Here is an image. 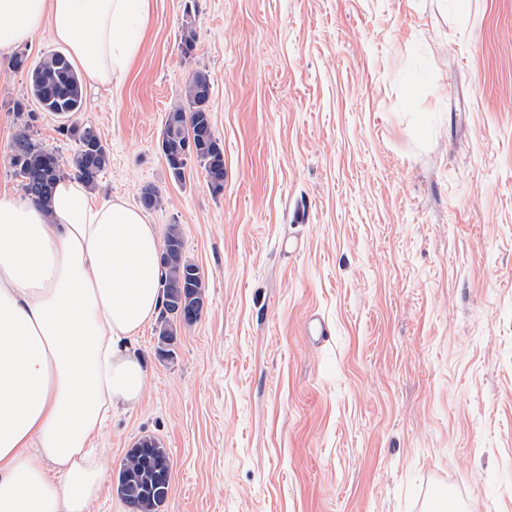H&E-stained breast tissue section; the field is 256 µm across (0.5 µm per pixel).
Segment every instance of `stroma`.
Instances as JSON below:
<instances>
[{"label":"stroma","mask_w":512,"mask_h":512,"mask_svg":"<svg viewBox=\"0 0 512 512\" xmlns=\"http://www.w3.org/2000/svg\"><path fill=\"white\" fill-rule=\"evenodd\" d=\"M130 67L32 138L71 167L59 128L97 127L96 198L179 225L207 284L160 355L136 347L139 406L97 445L170 451L163 512H512V0H148ZM196 47L184 59L181 38ZM211 81L224 190L174 181L165 116ZM26 72L0 56V195L25 125ZM329 331L318 340L314 324Z\"/></svg>","instance_id":"stroma-1"}]
</instances>
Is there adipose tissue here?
Instances as JSON below:
<instances>
[{
  "label": "adipose tissue",
  "instance_id": "obj_1",
  "mask_svg": "<svg viewBox=\"0 0 512 512\" xmlns=\"http://www.w3.org/2000/svg\"><path fill=\"white\" fill-rule=\"evenodd\" d=\"M147 0H0V54L49 30L91 84L126 70ZM155 225L74 176L49 206L0 197V512H90L103 422L148 375L134 341L163 302Z\"/></svg>",
  "mask_w": 512,
  "mask_h": 512
}]
</instances>
